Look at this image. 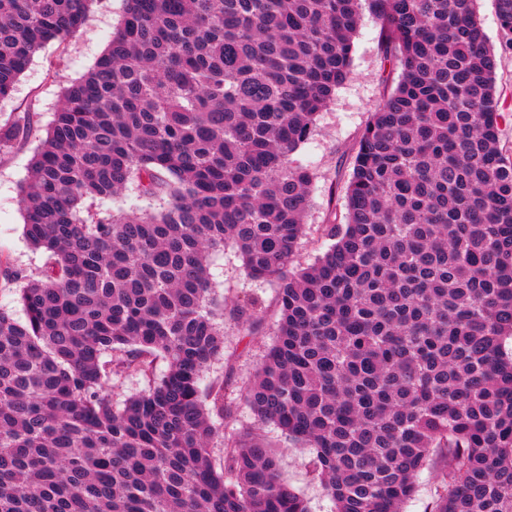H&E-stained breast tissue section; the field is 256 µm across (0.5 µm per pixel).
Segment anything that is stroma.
I'll return each mask as SVG.
<instances>
[{
  "mask_svg": "<svg viewBox=\"0 0 512 512\" xmlns=\"http://www.w3.org/2000/svg\"><path fill=\"white\" fill-rule=\"evenodd\" d=\"M124 0H94L89 18L68 44H51L39 52L17 81L11 97L0 102V125L25 117L28 137L5 152L0 151V258L31 275L39 272L44 256L23 235L20 187L28 174L29 161L61 103V91L85 75L104 52L122 19ZM477 12L490 46L498 50L500 64L497 87L504 118L500 124L503 145L512 147V51L502 49L494 0H477ZM379 26L370 13H363L354 39L353 72L336 91L334 102L317 119L313 136L295 153L299 163L317 173L312 187L313 206L305 222L310 229L299 245V258L310 263L324 252L327 239L318 232L330 212H343L342 191L352 171L359 134L380 100L384 83L394 82L398 73L385 61L378 44ZM212 281L224 295L225 306L238 299L255 298L263 307L273 305L271 284L250 279L232 244H225L211 268ZM273 316H266L258 329H249L232 316L224 318V358L213 365L209 377L226 380L224 399L233 408L230 427L252 424L254 416L241 398L257 363L273 340ZM275 446L281 460V475L308 502L310 512H332L326 495L310 464L308 449L281 436L271 425L261 429Z\"/></svg>",
  "mask_w": 512,
  "mask_h": 512,
  "instance_id": "obj_1",
  "label": "stroma"
}]
</instances>
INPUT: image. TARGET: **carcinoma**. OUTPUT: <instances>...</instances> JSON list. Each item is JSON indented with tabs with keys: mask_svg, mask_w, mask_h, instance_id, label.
I'll return each mask as SVG.
<instances>
[{
	"mask_svg": "<svg viewBox=\"0 0 512 512\" xmlns=\"http://www.w3.org/2000/svg\"><path fill=\"white\" fill-rule=\"evenodd\" d=\"M21 186L46 261L0 309V512H309L259 426L308 448L334 512H512V154L475 0H125ZM93 0H0V99ZM400 71L362 129L332 241L298 262L293 154L351 75L362 9ZM512 50V0H495ZM28 136L0 127V147ZM135 193L151 210L113 208ZM232 243L275 338L224 431ZM233 314L252 328L255 301ZM167 363L160 373L158 363ZM143 389L118 404L112 380ZM437 483L435 470L423 471L418 478L417 493L403 504L402 512H430Z\"/></svg>",
	"mask_w": 512,
	"mask_h": 512,
	"instance_id": "obj_1",
	"label": "carcinoma"
}]
</instances>
